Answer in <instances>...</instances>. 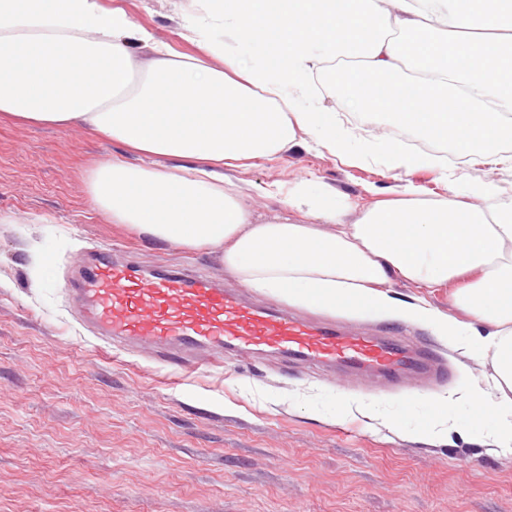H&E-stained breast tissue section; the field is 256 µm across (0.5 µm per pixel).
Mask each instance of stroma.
<instances>
[{
    "label": "stroma",
    "mask_w": 512,
    "mask_h": 512,
    "mask_svg": "<svg viewBox=\"0 0 512 512\" xmlns=\"http://www.w3.org/2000/svg\"><path fill=\"white\" fill-rule=\"evenodd\" d=\"M112 3L177 51L195 52L179 35L175 0ZM502 153L509 163L478 151L457 161L459 186L489 182L512 199V146ZM112 159L140 161L81 126L0 121V512H512V454L475 435L420 437L423 399L455 385L459 361L477 377L492 371L490 360L460 358L429 328L348 320L360 334L423 341L448 365L438 385L408 380L394 390L366 374L287 368L268 356L183 376L83 329L67 288L93 247L239 285L216 254L151 242L97 210L86 175ZM236 176L259 218L285 211L262 193L274 183L333 187L357 213L395 197L409 178L431 195L448 193L430 165L408 177L300 148ZM37 252L45 265L36 281ZM347 396L384 403L403 430L343 416Z\"/></svg>",
    "instance_id": "stroma-1"
}]
</instances>
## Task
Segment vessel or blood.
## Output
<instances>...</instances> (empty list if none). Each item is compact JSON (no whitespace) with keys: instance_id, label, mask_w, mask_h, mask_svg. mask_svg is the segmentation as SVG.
Masks as SVG:
<instances>
[{"instance_id":"vessel-or-blood-1","label":"vessel or blood","mask_w":512,"mask_h":512,"mask_svg":"<svg viewBox=\"0 0 512 512\" xmlns=\"http://www.w3.org/2000/svg\"><path fill=\"white\" fill-rule=\"evenodd\" d=\"M72 300L108 347H136L181 368L209 350L214 363L255 352L284 362L377 373L394 379L433 372L432 352L395 336L348 334L314 324L224 288L215 279L165 266L149 273L108 249L88 251Z\"/></svg>"}]
</instances>
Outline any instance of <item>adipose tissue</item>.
I'll use <instances>...</instances> for the list:
<instances>
[{
  "label": "adipose tissue",
  "instance_id": "adipose-tissue-1",
  "mask_svg": "<svg viewBox=\"0 0 512 512\" xmlns=\"http://www.w3.org/2000/svg\"><path fill=\"white\" fill-rule=\"evenodd\" d=\"M180 14L198 54L103 0H0V115L81 125L140 154L138 165L90 169L87 186L97 209L141 237L217 251L258 295L424 326L461 356L490 359V375L460 365L456 384L427 398L424 431L447 438L448 412L463 404L489 421L494 450L512 452V202L494 203L486 182L469 183L465 202L410 183L350 223L341 193L300 182L269 186L287 212L258 220L227 174L303 145L348 164L419 168L421 154L394 137L357 138L326 104L320 77L345 58L359 64L345 109L497 156L512 144V0H182ZM380 74L392 78L382 93ZM395 279L454 284L448 312L395 298Z\"/></svg>",
  "mask_w": 512,
  "mask_h": 512
}]
</instances>
